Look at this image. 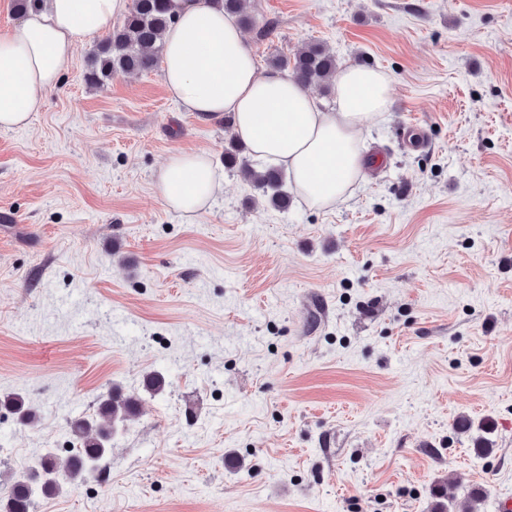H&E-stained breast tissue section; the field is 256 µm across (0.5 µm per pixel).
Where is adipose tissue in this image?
Wrapping results in <instances>:
<instances>
[{
  "label": "adipose tissue",
  "mask_w": 512,
  "mask_h": 512,
  "mask_svg": "<svg viewBox=\"0 0 512 512\" xmlns=\"http://www.w3.org/2000/svg\"><path fill=\"white\" fill-rule=\"evenodd\" d=\"M131 5L42 0L17 27L0 32V129L29 126L77 43L111 32ZM169 8L175 22L163 34V81L170 96L203 118L229 115L250 157L284 167L311 206L342 200L366 164L359 131L391 108V75L359 64L340 68L327 112L286 71L259 70L236 18L216 0H170ZM223 187L205 153H173L157 177L164 204L183 216L202 211Z\"/></svg>",
  "instance_id": "1"
}]
</instances>
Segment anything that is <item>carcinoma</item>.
Listing matches in <instances>:
<instances>
[{
	"instance_id": "carcinoma-1",
	"label": "carcinoma",
	"mask_w": 512,
	"mask_h": 512,
	"mask_svg": "<svg viewBox=\"0 0 512 512\" xmlns=\"http://www.w3.org/2000/svg\"><path fill=\"white\" fill-rule=\"evenodd\" d=\"M249 0H220L224 11L236 16L241 25H254L248 11ZM174 23L166 0H132V7L122 24L112 29L97 47L86 72V81L101 84L115 76L144 73L155 69L160 61L161 38ZM271 66L290 71L303 87L320 85L330 89L336 74V54L327 45L312 42L288 59L277 56ZM224 167L240 173L244 180L262 192L274 207L288 206V192L283 190V176L275 167H259L246 156V148L235 138L229 139L224 151ZM136 413V400L114 386L99 404L95 417L80 419L72 424L77 448L61 459L49 452L41 459L31 475L14 484L5 500H0V512H30L33 497L40 492L52 495L58 490L57 475L67 473L72 478L88 475L97 470L110 451L112 430L119 423L131 420ZM475 497L462 502L453 499L437 502L433 512H475Z\"/></svg>"
}]
</instances>
